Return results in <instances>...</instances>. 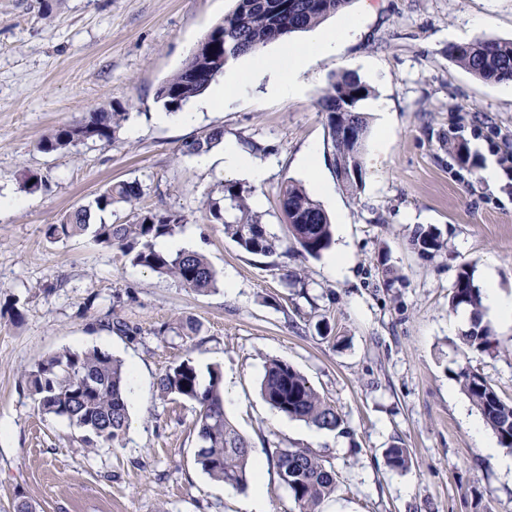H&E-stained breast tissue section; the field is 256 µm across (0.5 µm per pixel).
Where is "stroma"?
Wrapping results in <instances>:
<instances>
[{
	"mask_svg": "<svg viewBox=\"0 0 512 512\" xmlns=\"http://www.w3.org/2000/svg\"><path fill=\"white\" fill-rule=\"evenodd\" d=\"M236 0H0V512L20 500L36 512H241L252 488L210 479L194 462L192 401L161 396L159 377L191 359L200 378L220 365L230 393L224 411L263 462L268 512H299L275 465L279 448H307L339 473L320 512H512V472L493 431L478 447L460 410L470 401L456 375L477 369L512 400V325L484 316L496 348L466 349L449 306L462 267L483 287L494 269L512 294V192L487 185L482 170L512 152V81L485 83L448 56L478 38L512 40V0H351L363 15L339 56L317 59L296 97L245 85L218 110L189 102L166 110L158 86L174 74ZM482 26H475V19ZM356 73L384 98L369 117L364 184L337 181L318 102L336 76ZM97 108L128 113L111 142L53 153L39 141ZM214 128L267 167L261 183L239 182L268 232L285 237L279 207L290 180L311 188L297 160L316 145L322 178L345 222L350 262L328 271L330 253L265 257L225 237L208 201L223 168L183 155L186 141ZM43 176L36 191L25 172ZM138 181L140 207L181 212L174 240L203 254L217 273L199 294L89 239L49 242L46 224L90 204L110 182ZM447 242L426 258L408 243L416 225ZM495 266H488V259ZM389 264L400 277L384 285ZM301 282L286 286L285 271ZM234 280L227 290L226 280ZM196 336L170 332L176 318ZM114 319L126 336L105 329ZM98 347L136 368L130 426L119 445L87 449L80 431L36 409L26 372L62 349ZM287 362L341 414L346 432L311 440V425L275 411L260 382L269 360ZM409 448L395 471L385 451Z\"/></svg>",
	"mask_w": 512,
	"mask_h": 512,
	"instance_id": "obj_1",
	"label": "stroma"
}]
</instances>
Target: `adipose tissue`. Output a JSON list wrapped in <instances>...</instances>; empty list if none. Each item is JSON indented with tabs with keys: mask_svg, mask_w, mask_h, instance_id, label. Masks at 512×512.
<instances>
[{
	"mask_svg": "<svg viewBox=\"0 0 512 512\" xmlns=\"http://www.w3.org/2000/svg\"><path fill=\"white\" fill-rule=\"evenodd\" d=\"M361 19L350 16L332 27L316 31L306 40L283 46L274 55H253L247 70H226L224 81L215 87L206 102L207 107L216 109L233 98L244 84L267 80L268 89L276 95L298 94L304 83L313 56L332 57L358 32Z\"/></svg>",
	"mask_w": 512,
	"mask_h": 512,
	"instance_id": "1",
	"label": "adipose tissue"
}]
</instances>
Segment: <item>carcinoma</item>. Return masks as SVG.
Wrapping results in <instances>:
<instances>
[{"instance_id":"carcinoma-1","label":"carcinoma","mask_w":512,"mask_h":512,"mask_svg":"<svg viewBox=\"0 0 512 512\" xmlns=\"http://www.w3.org/2000/svg\"><path fill=\"white\" fill-rule=\"evenodd\" d=\"M351 0H237L235 9L224 16L203 38L211 53L194 51L183 66L156 91V99L171 109L201 95L223 72L224 65L247 53H257L268 43L320 24L328 16L342 11ZM448 56L478 79L487 82L512 80V41L477 39L466 45H454ZM370 88L352 73H343L327 87L318 103L333 146V159H342L358 170L359 177L340 179L351 193L363 187L364 142L369 122L360 111ZM129 113L94 110L80 121L57 127L42 138L38 146L44 152L74 147L88 140L108 143ZM351 135H345V130ZM223 132L212 130L184 144L182 154L195 156L220 144ZM142 195L139 183L119 181L99 192L91 206H80L62 214L45 227L52 242L88 238L103 247H118L133 264L176 280L182 287L207 293L216 287L217 275L207 259L194 251L175 254L156 248L157 239L172 234L185 221L174 210L136 208ZM249 191L228 181L219 189V197L208 203L211 218L224 228V235L246 251L271 256L279 249H298L302 255L318 258L333 243L331 224L320 204L302 185L290 181L281 189L280 209L288 234L280 239L267 232L265 224L248 204ZM126 205L134 210L130 224H96L95 215ZM409 244L420 255L433 257L447 243L437 229L418 225L409 235ZM451 307L471 308L473 327L461 336L468 349L485 353L493 348L490 330L482 324V297L473 273L467 267L456 275ZM203 386L193 361L175 362L159 377L162 396L193 401L198 406L195 421L198 446L194 462L217 482L235 489L248 485L252 461V443L224 412V386L221 366L208 370ZM460 386L482 415L499 442L512 448V401L504 400L479 372L465 367L457 374ZM30 394L38 411L66 419L84 432L90 448L118 444L128 428L127 373L123 363L97 348L64 349L48 356L27 373ZM266 401L291 419L307 422L318 429L336 431L343 419L336 407L317 392L293 367L280 360L270 361L260 383ZM388 466L404 471L411 463L410 451L402 443L386 449ZM276 467L281 482L298 504L300 512H319L337 487L333 466L307 448H278Z\"/></svg>"}]
</instances>
